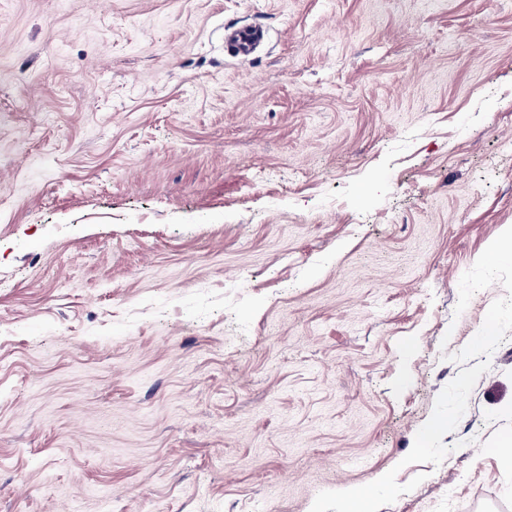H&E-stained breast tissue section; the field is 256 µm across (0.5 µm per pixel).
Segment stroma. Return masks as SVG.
I'll use <instances>...</instances> for the list:
<instances>
[{
    "label": "stroma",
    "instance_id": "35a3bbf8",
    "mask_svg": "<svg viewBox=\"0 0 512 512\" xmlns=\"http://www.w3.org/2000/svg\"><path fill=\"white\" fill-rule=\"evenodd\" d=\"M507 143L512 0H0V512H512ZM265 30L256 25L241 26L224 30V40L235 48L236 55L248 58L254 52L257 44L265 38ZM378 490L375 488H349L341 493L340 512H370Z\"/></svg>",
    "mask_w": 512,
    "mask_h": 512
}]
</instances>
